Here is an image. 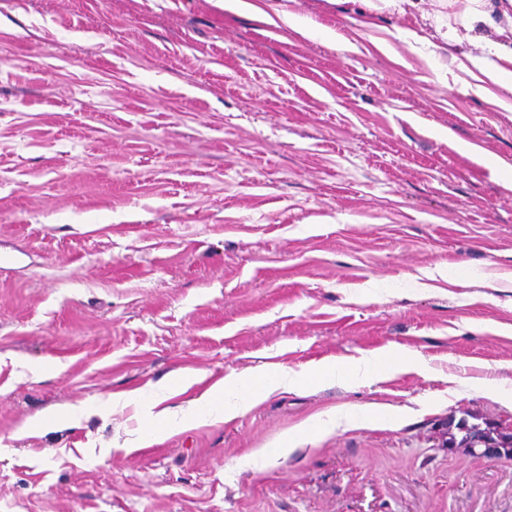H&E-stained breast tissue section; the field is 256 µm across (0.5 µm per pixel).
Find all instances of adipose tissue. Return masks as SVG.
<instances>
[{
  "label": "adipose tissue",
  "mask_w": 512,
  "mask_h": 512,
  "mask_svg": "<svg viewBox=\"0 0 512 512\" xmlns=\"http://www.w3.org/2000/svg\"><path fill=\"white\" fill-rule=\"evenodd\" d=\"M218 8L238 14L250 15L279 28L299 31L304 36L316 35L317 30L307 24L298 14L278 8L264 9L256 0H215ZM335 366L324 365L311 370L309 376H302L290 370H280L276 375L227 376L222 385L192 404L193 420L197 423L208 421L215 416H227L245 412L252 408L260 396H267L278 390L305 386L308 378L334 376Z\"/></svg>",
  "instance_id": "ef3b65f1"
}]
</instances>
